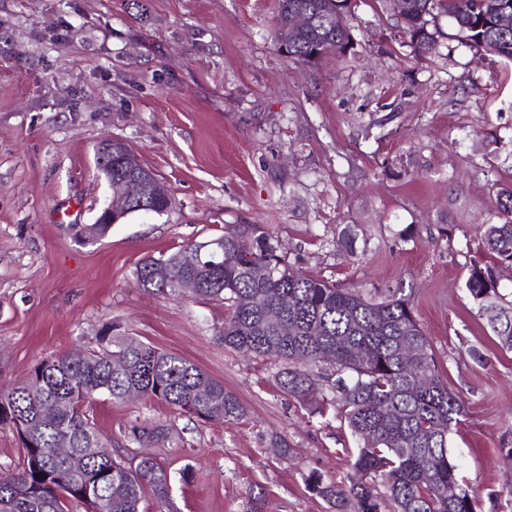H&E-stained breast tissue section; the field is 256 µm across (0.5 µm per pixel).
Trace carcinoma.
Here are the masks:
<instances>
[{
	"label": "carcinoma",
	"mask_w": 512,
	"mask_h": 512,
	"mask_svg": "<svg viewBox=\"0 0 512 512\" xmlns=\"http://www.w3.org/2000/svg\"><path fill=\"white\" fill-rule=\"evenodd\" d=\"M402 33L422 56L437 46L436 20L444 16L457 38L470 47L512 62V24L496 21L505 0H398ZM357 0H346L336 16V0H276L273 34L288 31V14L306 17L288 43L295 63L322 61L328 42L342 50L351 42L347 17ZM161 181L146 180L142 193L153 212H165L168 198L157 192ZM501 223L489 224L484 239L489 253L512 261V189L500 194ZM86 224L78 234L98 239L110 230ZM199 283L194 299L224 303V345L256 357L284 363L276 387L304 405L332 407L341 414L356 447L342 454L353 476L337 482L313 471L310 489L328 512H476L471 490L460 484L449 447L450 435L465 414L462 400L448 390L435 363L428 337L408 297L393 293L373 302L355 289L288 267L272 238L253 225L239 238L226 239L215 255L206 245L189 243L135 269V283L161 295L178 293L179 283ZM466 290L497 344L512 350V302L496 293L487 270L471 264ZM288 300V306L282 301ZM415 347L410 357L406 348ZM334 368L336 379L323 373ZM131 389L143 400L163 404L200 421H236L245 416L239 397L189 360L159 349L112 326L103 327L95 344L47 358L12 384L0 386V429L18 438L23 456L17 473L0 482V512H145L151 496L169 497L171 475L150 447L167 438L157 424H136L129 440L141 449L135 467L90 452L104 448L94 401L127 402ZM56 422L39 423L42 413ZM68 438L70 454L58 452Z\"/></svg>",
	"instance_id": "carcinoma-1"
}]
</instances>
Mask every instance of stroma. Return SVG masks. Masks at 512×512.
<instances>
[{"instance_id":"35a3bbf8","label":"stroma","mask_w":512,"mask_h":512,"mask_svg":"<svg viewBox=\"0 0 512 512\" xmlns=\"http://www.w3.org/2000/svg\"><path fill=\"white\" fill-rule=\"evenodd\" d=\"M0 0V385L106 325L175 353L243 403L201 422L98 400L112 453L162 424L169 498L146 512H326L310 471L345 478L335 411L280 393L281 365L226 349L224 305L137 287L144 258L255 224L296 271L380 301L409 296L450 391L451 436L477 512H512V350L467 294L485 225L512 186V64L463 46L447 18L421 57L385 0L360 7L345 55L290 61L275 0ZM119 138L172 191L91 242L112 200L97 144ZM285 438L290 457L272 448Z\"/></svg>"}]
</instances>
